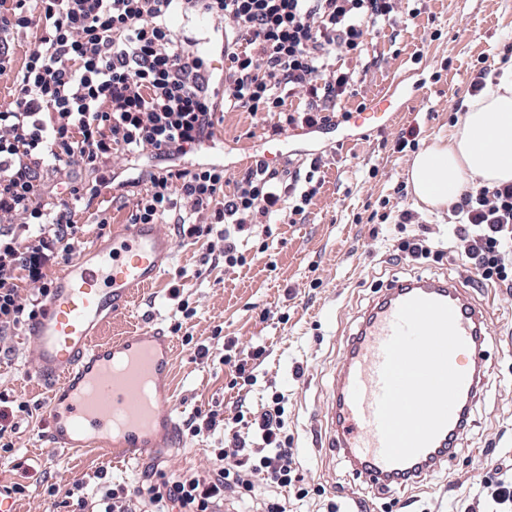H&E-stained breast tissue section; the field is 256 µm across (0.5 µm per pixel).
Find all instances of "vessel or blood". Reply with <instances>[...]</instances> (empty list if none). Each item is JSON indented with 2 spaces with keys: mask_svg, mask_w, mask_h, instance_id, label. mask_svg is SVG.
I'll return each mask as SVG.
<instances>
[{
  "mask_svg": "<svg viewBox=\"0 0 512 512\" xmlns=\"http://www.w3.org/2000/svg\"><path fill=\"white\" fill-rule=\"evenodd\" d=\"M175 18L202 31L210 27L189 0H180ZM173 258L172 240L159 225L125 224L108 242L82 249L51 283L44 312L29 334L35 346L31 372L50 388L46 437L53 448H108L131 459L174 447L179 424L167 402L173 338L149 324L110 340L102 337L112 320L132 311L135 300L160 281ZM414 297L452 308L466 346L451 363L465 380L449 422L431 444L408 461L389 463L377 423L383 349L399 307ZM490 332L485 303L459 281H388L382 298L360 316L333 379L328 447L341 450L357 476L380 494L441 468L460 447L486 378Z\"/></svg>",
  "mask_w": 512,
  "mask_h": 512,
  "instance_id": "1",
  "label": "vessel or blood"
}]
</instances>
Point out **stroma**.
<instances>
[{
  "mask_svg": "<svg viewBox=\"0 0 512 512\" xmlns=\"http://www.w3.org/2000/svg\"><path fill=\"white\" fill-rule=\"evenodd\" d=\"M418 17L369 36L367 51L345 61L361 75L359 94L350 106H375L387 98L388 126L371 133L355 122L317 132L269 138L260 118L229 111L218 136L205 148L180 160L223 164L233 178L253 156L274 158L281 150L303 156L321 148L329 160L323 185L305 218L294 224L271 218L266 229L255 230L243 243L246 261L228 270L224 260L207 252V239L176 242L175 257L156 288L137 302L130 319L116 320L105 331L115 336L148 321L169 329L174 320L170 287L183 273L184 299L195 307L188 326L195 342L213 345L216 333L238 340L240 347L263 345L268 350L248 390L230 388V369L199 363L185 345H177L169 401L179 421L198 408L220 403L235 409L246 403L258 409L270 387L288 396V436L300 468L318 483L322 498L296 502L294 512H318L322 500L344 502L352 491L362 493L371 512H451L463 493L479 495L472 477L497 480L500 470L512 468V293L495 287L473 288L489 300L493 332L485 347L489 377L474 403L463 446L427 480L428 489L413 496L410 489L379 498L360 489L355 472L341 453L319 447L334 372L356 319L392 278L410 274L463 279L456 262L445 252L455 222L451 213L436 214L406 186L412 158L394 152L400 133L412 130L420 148L449 138L469 98L468 81L478 63L501 73L502 58L512 47V0H415ZM415 214L413 223L395 224L399 210ZM81 241L90 245L109 239L114 225L130 221V211L112 202L104 191L87 209L78 211ZM422 237L437 256L420 265L392 260L401 241ZM275 267H268V259ZM13 352L0 357V392L28 402L32 417L16 420L5 432L11 452L0 451V504L11 512H67L61 493L73 480L106 469L109 480L133 484L157 470L169 475L202 470L209 465L218 436L197 438L181 432L175 447L159 448L142 463L113 458L106 450H56L44 438L49 388L28 376L30 349L26 334L13 337ZM26 485L22 495L11 494L14 483ZM55 484L58 496L46 493Z\"/></svg>",
  "mask_w": 512,
  "mask_h": 512,
  "instance_id": "stroma-1",
  "label": "stroma"
}]
</instances>
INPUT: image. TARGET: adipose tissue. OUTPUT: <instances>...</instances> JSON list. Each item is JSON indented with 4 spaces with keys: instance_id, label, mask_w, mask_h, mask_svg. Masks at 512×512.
Here are the masks:
<instances>
[{
    "instance_id": "ef3b65f1",
    "label": "adipose tissue",
    "mask_w": 512,
    "mask_h": 512,
    "mask_svg": "<svg viewBox=\"0 0 512 512\" xmlns=\"http://www.w3.org/2000/svg\"><path fill=\"white\" fill-rule=\"evenodd\" d=\"M512 182V72L488 79L479 97L466 102L456 131L418 152L408 170L414 195L440 213L464 185Z\"/></svg>"
}]
</instances>
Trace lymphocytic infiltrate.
<instances>
[{"mask_svg": "<svg viewBox=\"0 0 512 512\" xmlns=\"http://www.w3.org/2000/svg\"><path fill=\"white\" fill-rule=\"evenodd\" d=\"M178 0H12L0 12V77L14 74L13 98L0 109V354L8 340L42 314L49 268L68 262L80 244L78 203L113 188L116 158L151 156L153 165L127 179L119 195L134 224L169 220L181 239L210 240L225 268L243 262L241 243L273 212L305 216L319 186L325 153L307 170L280 169L263 156L225 182L224 167L177 161L201 151L228 110L261 116L265 131L313 130L349 120L356 96L342 57L361 55L368 35L403 12L404 0H196L223 26L224 101L205 55H191L170 19ZM38 31L20 71H13L16 34ZM302 108L288 111L289 98ZM92 171L75 178L74 167ZM458 222L448 252L477 284L512 291V183L470 187L452 204ZM26 281L29 292L18 283ZM287 395L272 390L256 413L225 416L197 409L186 426L194 437L223 431L213 467L174 478L157 473L136 487L84 480L65 492L72 512H221L226 498L257 512H289L308 497L288 439ZM485 499L462 496L456 512H512V478L484 483Z\"/></svg>", "mask_w": 512, "mask_h": 512, "instance_id": "f902f5d3", "label": "lymphocytic infiltrate"}]
</instances>
